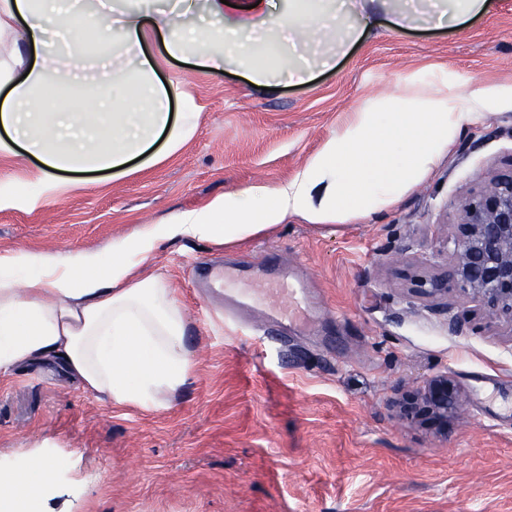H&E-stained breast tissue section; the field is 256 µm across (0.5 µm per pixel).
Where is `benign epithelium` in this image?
I'll return each instance as SVG.
<instances>
[{
    "mask_svg": "<svg viewBox=\"0 0 512 512\" xmlns=\"http://www.w3.org/2000/svg\"><path fill=\"white\" fill-rule=\"evenodd\" d=\"M454 227L448 266L419 280L415 291L432 300L446 298L451 281L458 295L477 299L489 317L512 326V167L458 197ZM464 404L461 388L443 373L403 395L397 414L446 436L448 421L461 416Z\"/></svg>",
    "mask_w": 512,
    "mask_h": 512,
    "instance_id": "obj_1",
    "label": "benign epithelium"
}]
</instances>
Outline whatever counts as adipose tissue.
Returning a JSON list of instances; mask_svg holds the SVG:
<instances>
[{
    "label": "adipose tissue",
    "mask_w": 512,
    "mask_h": 512,
    "mask_svg": "<svg viewBox=\"0 0 512 512\" xmlns=\"http://www.w3.org/2000/svg\"><path fill=\"white\" fill-rule=\"evenodd\" d=\"M494 0H259L247 12L222 0H0V153L17 149L42 166L33 188L0 185V210L35 209L69 188L61 172L127 174L135 159L169 156L195 131L194 98L161 82L142 49L146 29L168 55L204 71L242 70L256 87L308 80L373 28H455ZM447 69H419L353 109L298 175L276 188L252 184L167 224L113 243L111 254L58 260L0 252V378L55 363L84 391L118 407L168 410L194 362L188 325L165 275L150 265L164 242L233 245L288 218L314 225L384 212L421 183L464 125L512 100V86L462 93ZM180 114H172V103ZM0 498L30 512L61 462L28 452Z\"/></svg>",
    "instance_id": "adipose-tissue-1"
}]
</instances>
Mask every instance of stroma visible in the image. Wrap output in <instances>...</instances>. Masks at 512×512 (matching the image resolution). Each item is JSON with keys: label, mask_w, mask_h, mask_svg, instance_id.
<instances>
[{"label": "stroma", "mask_w": 512, "mask_h": 512, "mask_svg": "<svg viewBox=\"0 0 512 512\" xmlns=\"http://www.w3.org/2000/svg\"><path fill=\"white\" fill-rule=\"evenodd\" d=\"M147 46L162 80L200 107L192 137L172 156L50 197L0 210V251L58 259L224 192L288 182L349 110L422 68L446 66L512 84V0L451 31L379 27L308 83L274 92L242 72H201ZM512 163V103L467 124L438 166L387 211L340 225L289 219L231 246L169 243L155 258L185 311L192 377L161 413L115 407L55 365L0 379V473L23 448L70 456L36 512H512V326L471 298L430 307L408 294L429 263L448 262L455 200ZM412 245L409 260L394 251ZM219 262L221 291L200 296L193 262ZM302 276L312 325L288 344L241 332L224 299L250 302V326L281 304L270 272ZM464 333H448L449 318ZM439 373L464 392L447 436L403 424L397 395Z\"/></svg>", "instance_id": "stroma-1"}]
</instances>
